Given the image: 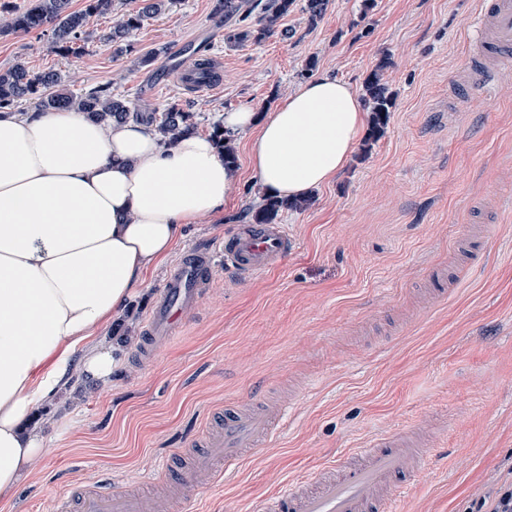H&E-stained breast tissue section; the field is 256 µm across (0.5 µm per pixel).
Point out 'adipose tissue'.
Segmentation results:
<instances>
[{
    "label": "adipose tissue",
    "mask_w": 512,
    "mask_h": 512,
    "mask_svg": "<svg viewBox=\"0 0 512 512\" xmlns=\"http://www.w3.org/2000/svg\"><path fill=\"white\" fill-rule=\"evenodd\" d=\"M367 123L356 91L323 75L261 121L226 112L249 135L264 191L295 200L335 179ZM238 177L214 136L165 147L153 127L103 123L72 109L0 111V503L44 454L29 417L74 375L112 376L98 336L187 225L224 208Z\"/></svg>",
    "instance_id": "adipose-tissue-1"
}]
</instances>
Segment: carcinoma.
<instances>
[{"mask_svg":"<svg viewBox=\"0 0 512 512\" xmlns=\"http://www.w3.org/2000/svg\"><path fill=\"white\" fill-rule=\"evenodd\" d=\"M171 0H142V6L131 11L109 27L103 39L122 42L149 18L166 10ZM296 0H216L214 14L224 17L229 41H245L250 36L261 39L276 32L278 23L294 9ZM112 12V0H84L80 10H70V0H28V3L5 20L0 32L42 31L48 33L56 51L64 56L77 54L78 41L92 16ZM390 66L383 57L365 79V103L370 112L369 142L377 141L385 132L394 94L384 83V72ZM22 101H31L36 109L75 107L99 122L126 123L130 120L153 126L167 145L177 137L195 131L192 114L172 105L162 112L148 103L134 106L115 98L103 88L73 93L62 87L55 71L33 72L22 63L0 70V109H11ZM307 199L293 201L264 196V204L253 214L256 224H271L283 209H302Z\"/></svg>","mask_w":512,"mask_h":512,"instance_id":"carcinoma-1","label":"carcinoma"}]
</instances>
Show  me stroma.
I'll list each match as a JSON object with an SVG mask.
<instances>
[{
  "mask_svg": "<svg viewBox=\"0 0 512 512\" xmlns=\"http://www.w3.org/2000/svg\"><path fill=\"white\" fill-rule=\"evenodd\" d=\"M479 0H330L309 22L294 9L279 33L230 43L215 0H173L121 45L100 41L139 0L90 18L79 57L41 32L0 34V69L57 71L79 93L106 85L130 102L192 112L213 133L226 111L273 112L312 77L362 89L381 57L395 107L368 155L353 153L307 208L282 212L287 259L244 278L214 262L211 283L179 331L138 361L145 321L168 274L202 243L220 245L263 202L235 138L224 210L190 225L104 334L118 361L109 386L82 383L38 409L46 453L10 512H58L71 487L159 483L165 461L225 405L286 402L276 434L197 490L186 512H253L256 501L318 472L376 435L441 419L432 464L408 477L399 512H464L512 471V62L489 96L460 104V49ZM209 47L215 88L166 81ZM153 56L151 65L140 60ZM314 71H307L309 59ZM486 252L468 274L456 240Z\"/></svg>",
  "mask_w": 512,
  "mask_h": 512,
  "instance_id": "35a3bbf8",
  "label": "stroma"
}]
</instances>
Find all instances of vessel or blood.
Returning <instances> with one entry per match:
<instances>
[{"label": "vessel or blood", "instance_id": "obj_1", "mask_svg": "<svg viewBox=\"0 0 512 512\" xmlns=\"http://www.w3.org/2000/svg\"><path fill=\"white\" fill-rule=\"evenodd\" d=\"M478 29L465 51L471 82L490 90L500 79L501 61L512 59V0H480ZM291 241L277 224H252L224 241V261L249 276L287 257ZM211 249L201 248L183 257L164 284V295L147 323L152 341L173 334L177 321L195 303L210 277ZM280 415L278 407L246 404L229 409L218 431L204 438L203 452L192 454L184 468L170 473L163 495L126 488H71L60 497L59 512H179L191 492L221 481L224 470L247 456L270 434ZM427 427L415 431L390 430L379 434L346 460L314 478L281 490L260 506V512H391L394 499L406 491L398 477L422 466L420 451L429 447Z\"/></svg>", "mask_w": 512, "mask_h": 512}]
</instances>
